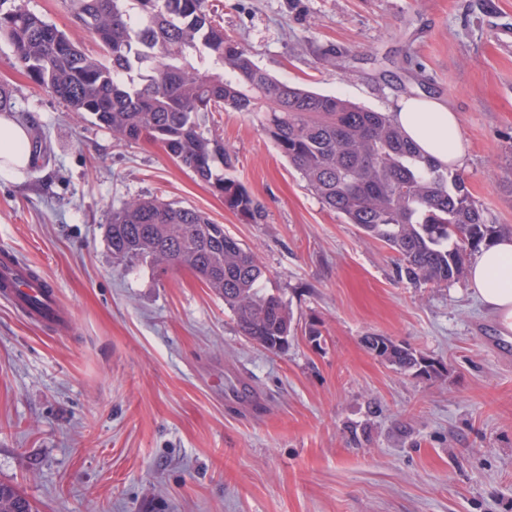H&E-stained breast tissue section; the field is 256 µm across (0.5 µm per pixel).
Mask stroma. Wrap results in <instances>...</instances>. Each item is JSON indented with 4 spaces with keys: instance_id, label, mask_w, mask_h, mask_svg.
I'll use <instances>...</instances> for the list:
<instances>
[{
    "instance_id": "35a3bbf8",
    "label": "stroma",
    "mask_w": 512,
    "mask_h": 512,
    "mask_svg": "<svg viewBox=\"0 0 512 512\" xmlns=\"http://www.w3.org/2000/svg\"><path fill=\"white\" fill-rule=\"evenodd\" d=\"M91 55L57 0H24ZM278 80L378 112L431 95L459 116L460 172L512 229V0H206ZM0 84L46 153L0 179V251L54 287L66 328L0 299V482L37 512H512V335L467 280L414 286L397 256L326 209L259 127L215 112L231 174L264 223L224 207L159 144H125L36 85L0 40ZM195 207L267 269L295 317L286 353L258 348L188 270L118 266L114 209ZM320 332L318 340L309 328ZM385 336L442 366L397 370Z\"/></svg>"
}]
</instances>
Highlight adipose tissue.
<instances>
[{
  "label": "adipose tissue",
  "instance_id": "ef3b65f1",
  "mask_svg": "<svg viewBox=\"0 0 512 512\" xmlns=\"http://www.w3.org/2000/svg\"><path fill=\"white\" fill-rule=\"evenodd\" d=\"M391 120L424 156L451 169L463 165L468 144L460 131L456 112L426 96L396 101ZM30 129L0 116V177L24 175L32 165ZM469 286L504 331L512 332V235L495 238L479 252L469 268Z\"/></svg>",
  "mask_w": 512,
  "mask_h": 512
}]
</instances>
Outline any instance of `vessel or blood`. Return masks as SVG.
Wrapping results in <instances>:
<instances>
[{"label": "vessel or blood", "instance_id": "vessel-or-blood-1", "mask_svg": "<svg viewBox=\"0 0 512 512\" xmlns=\"http://www.w3.org/2000/svg\"><path fill=\"white\" fill-rule=\"evenodd\" d=\"M0 297L21 310L31 321L47 326L68 323V314L55 301L52 284L33 276L30 267L13 262L9 253L0 254Z\"/></svg>", "mask_w": 512, "mask_h": 512}]
</instances>
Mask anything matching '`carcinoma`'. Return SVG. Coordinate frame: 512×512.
Segmentation results:
<instances>
[{
  "instance_id": "carcinoma-1",
  "label": "carcinoma",
  "mask_w": 512,
  "mask_h": 512,
  "mask_svg": "<svg viewBox=\"0 0 512 512\" xmlns=\"http://www.w3.org/2000/svg\"><path fill=\"white\" fill-rule=\"evenodd\" d=\"M0 39L41 88L73 112L88 114L125 143L144 139L224 198V207L252 223L264 206L234 178L224 143L205 135L211 112H259L261 131L288 158L324 207L384 242L399 255V275L415 284L450 285L465 257L503 233L473 200L464 178L421 155L385 114L336 95L274 79L250 52L209 18L205 0H59L74 22L99 41L85 53L56 26L20 3L3 9ZM145 69L142 82L123 76ZM112 257L187 269L224 299L239 333L283 352L293 314L262 288L265 267L224 225L202 211L157 197L112 210L106 225ZM401 371L440 374L435 363L386 336L364 337L373 352ZM33 512L16 488L0 483V512Z\"/></svg>"
}]
</instances>
